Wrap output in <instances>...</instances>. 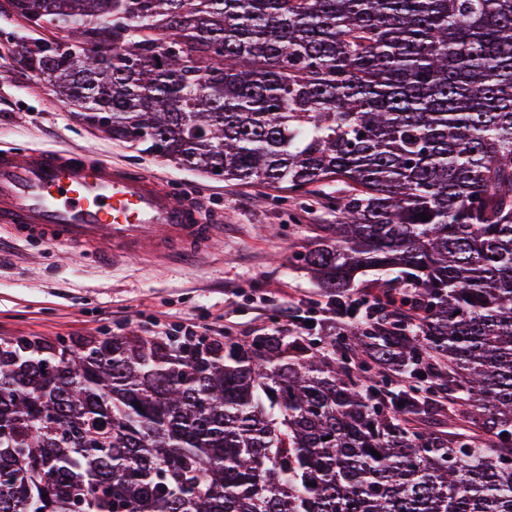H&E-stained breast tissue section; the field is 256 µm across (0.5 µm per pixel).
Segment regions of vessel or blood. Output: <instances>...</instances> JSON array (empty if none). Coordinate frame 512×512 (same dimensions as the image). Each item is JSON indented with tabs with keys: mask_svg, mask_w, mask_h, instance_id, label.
I'll return each mask as SVG.
<instances>
[{
	"mask_svg": "<svg viewBox=\"0 0 512 512\" xmlns=\"http://www.w3.org/2000/svg\"><path fill=\"white\" fill-rule=\"evenodd\" d=\"M220 222L195 197L88 151L0 152V224L23 240L62 244L80 256L97 245L115 258L164 255L175 244L200 255Z\"/></svg>",
	"mask_w": 512,
	"mask_h": 512,
	"instance_id": "1",
	"label": "vessel or blood"
}]
</instances>
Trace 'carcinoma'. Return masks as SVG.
<instances>
[{
  "mask_svg": "<svg viewBox=\"0 0 512 512\" xmlns=\"http://www.w3.org/2000/svg\"><path fill=\"white\" fill-rule=\"evenodd\" d=\"M6 3L112 139L343 183L301 263L340 306L366 271L382 293L318 343L0 341V512H512V0Z\"/></svg>",
  "mask_w": 512,
  "mask_h": 512,
  "instance_id": "obj_1",
  "label": "carcinoma"
}]
</instances>
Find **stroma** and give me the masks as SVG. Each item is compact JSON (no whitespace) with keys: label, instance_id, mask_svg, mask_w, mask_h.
Listing matches in <instances>:
<instances>
[{"label":"stroma","instance_id":"stroma-1","mask_svg":"<svg viewBox=\"0 0 512 512\" xmlns=\"http://www.w3.org/2000/svg\"><path fill=\"white\" fill-rule=\"evenodd\" d=\"M1 147L94 152L150 173L172 191L190 189L224 222L202 258L132 256L108 266L0 226V339L148 335L190 322L210 337L245 340L282 328L292 311L308 318L309 337H320L331 300L295 256L317 244L315 225L335 223L327 199L336 184L293 198L140 152L85 125L12 46L0 44Z\"/></svg>","mask_w":512,"mask_h":512}]
</instances>
